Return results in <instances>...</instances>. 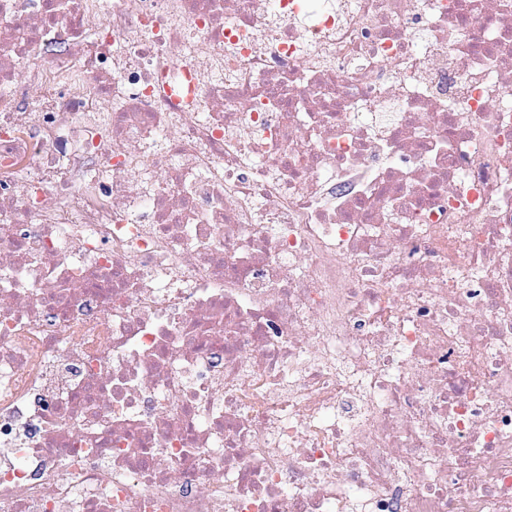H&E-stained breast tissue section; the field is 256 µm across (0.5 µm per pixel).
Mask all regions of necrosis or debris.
<instances>
[{
	"mask_svg": "<svg viewBox=\"0 0 512 512\" xmlns=\"http://www.w3.org/2000/svg\"><path fill=\"white\" fill-rule=\"evenodd\" d=\"M0 512H512V0H0Z\"/></svg>",
	"mask_w": 512,
	"mask_h": 512,
	"instance_id": "1",
	"label": "necrosis or debris"
}]
</instances>
